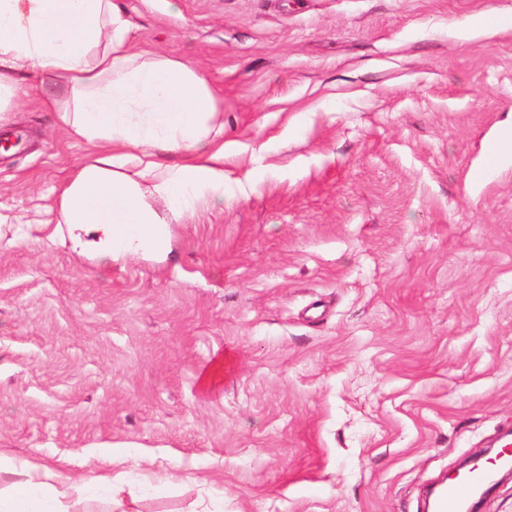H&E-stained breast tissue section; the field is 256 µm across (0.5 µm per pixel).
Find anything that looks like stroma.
Segmentation results:
<instances>
[{"mask_svg": "<svg viewBox=\"0 0 512 512\" xmlns=\"http://www.w3.org/2000/svg\"><path fill=\"white\" fill-rule=\"evenodd\" d=\"M117 2L219 91L224 200L78 254L50 207L88 145L36 102L0 124V449L128 471L70 512H423L512 425V155L471 179L512 29L459 37L512 0Z\"/></svg>", "mask_w": 512, "mask_h": 512, "instance_id": "35a3bbf8", "label": "stroma"}]
</instances>
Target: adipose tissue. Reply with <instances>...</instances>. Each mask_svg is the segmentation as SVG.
I'll list each match as a JSON object with an SVG mask.
<instances>
[{
    "instance_id": "obj_1",
    "label": "adipose tissue",
    "mask_w": 512,
    "mask_h": 512,
    "mask_svg": "<svg viewBox=\"0 0 512 512\" xmlns=\"http://www.w3.org/2000/svg\"><path fill=\"white\" fill-rule=\"evenodd\" d=\"M31 95L98 151L57 197L75 249L113 261L157 248L168 220L223 201L213 91L191 65L138 47L116 0H0V123ZM0 485V512H68L78 487L29 460L0 467Z\"/></svg>"
}]
</instances>
